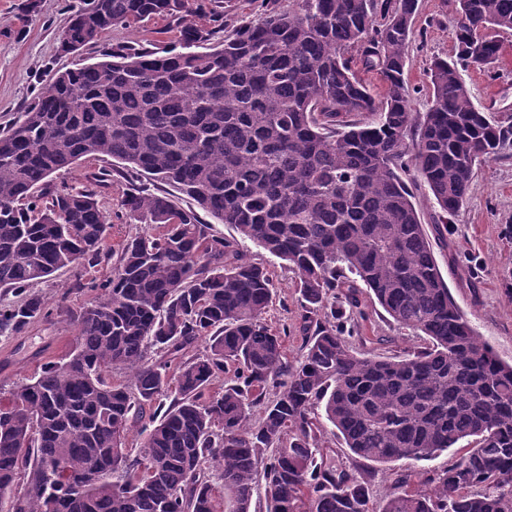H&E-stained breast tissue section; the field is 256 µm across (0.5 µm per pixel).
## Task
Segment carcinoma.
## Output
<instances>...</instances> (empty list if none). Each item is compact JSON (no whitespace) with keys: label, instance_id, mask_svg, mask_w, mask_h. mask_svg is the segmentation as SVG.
Returning a JSON list of instances; mask_svg holds the SVG:
<instances>
[{"label":"carcinoma","instance_id":"1","mask_svg":"<svg viewBox=\"0 0 512 512\" xmlns=\"http://www.w3.org/2000/svg\"><path fill=\"white\" fill-rule=\"evenodd\" d=\"M187 4L88 0L61 44L169 16L180 50L121 45L59 71L0 129V335L44 315L31 286L112 257V215L92 191L49 187L53 172L117 161L126 215L153 228L94 284L67 357L0 397V512H252L261 492L266 512H512V364L452 297L415 205L424 192L446 232L478 166L512 158V121L462 77L496 60L512 0H457L455 54L432 61L421 117L404 77L417 0H297L219 42ZM240 239L297 274L298 360L265 318L271 272ZM365 291L424 344L384 358L353 347ZM117 368L128 383L105 380ZM328 432L362 461L405 462L380 509L332 463ZM465 440L448 467L415 469ZM92 468L110 479L75 490Z\"/></svg>","mask_w":512,"mask_h":512}]
</instances>
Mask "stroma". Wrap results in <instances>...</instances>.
<instances>
[{
  "mask_svg": "<svg viewBox=\"0 0 512 512\" xmlns=\"http://www.w3.org/2000/svg\"><path fill=\"white\" fill-rule=\"evenodd\" d=\"M84 3L0 0L1 129L19 117L40 82L55 72L98 61L104 51L118 43L160 52L179 41L177 22L156 16L128 29H112L78 52L62 53L60 41L70 12ZM454 16L455 0H418L405 70L414 90L410 102L413 113L420 115L429 108L433 58L455 53ZM500 39L493 71L471 68L463 74L475 100L498 118L512 116V32L501 34ZM101 166L98 160H82L73 168L51 174L50 182L57 187L95 191L102 208L112 214L106 247L115 250L127 236L140 231L141 225L126 217L121 205L125 180L113 177L105 188L93 180V173ZM241 250L246 259L263 263L274 272L277 293L268 320L276 328L289 329L287 354L290 359L299 358L302 337L297 330L299 304L294 272L251 242H244ZM433 251L452 296L473 327L490 342L500 359L512 363V158L482 165L460 216L449 225L445 241L434 243ZM110 270L107 263L86 273L62 270L35 285L50 315L35 320L22 335L0 336V388L10 389L30 378L43 364L66 357L77 336L73 317L96 295L92 278H103ZM362 308L365 341L358 344V351L393 355L417 345V337L393 324L370 298H363ZM326 446L336 467L366 475L375 502H382L391 492L393 476L388 467L366 465L342 448L335 437H327Z\"/></svg>",
  "mask_w": 512,
  "mask_h": 512,
  "instance_id": "obj_1",
  "label": "stroma"
}]
</instances>
